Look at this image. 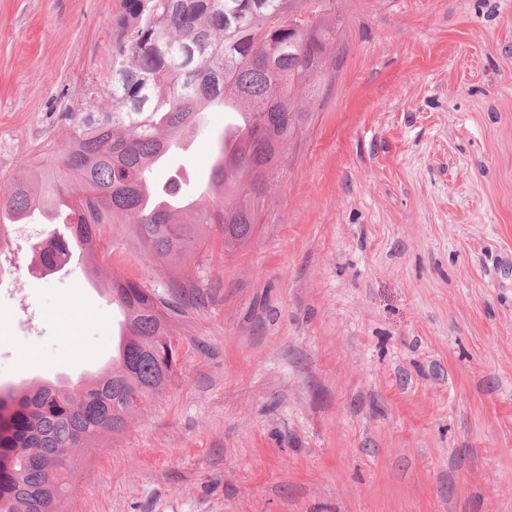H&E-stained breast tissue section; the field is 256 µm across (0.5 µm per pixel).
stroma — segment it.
<instances>
[{
  "label": "stroma",
  "mask_w": 512,
  "mask_h": 512,
  "mask_svg": "<svg viewBox=\"0 0 512 512\" xmlns=\"http://www.w3.org/2000/svg\"><path fill=\"white\" fill-rule=\"evenodd\" d=\"M336 77L252 239L173 266L98 229L102 279L179 310L176 377L101 436L66 512H512V0H337ZM124 0H0V177L106 105ZM164 184L206 185L207 110ZM0 257V384L112 363L122 316L80 261Z\"/></svg>",
  "instance_id": "35a3bbf8"
}]
</instances>
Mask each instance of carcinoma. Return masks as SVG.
Returning a JSON list of instances; mask_svg holds the SVG:
<instances>
[{
    "label": "carcinoma",
    "mask_w": 512,
    "mask_h": 512,
    "mask_svg": "<svg viewBox=\"0 0 512 512\" xmlns=\"http://www.w3.org/2000/svg\"><path fill=\"white\" fill-rule=\"evenodd\" d=\"M336 0H125L119 49L103 93L112 110L66 113L64 143L49 165L0 184V246L6 213L70 209L67 234L34 244L38 263L85 272L101 224H130L165 262L183 257L218 226L224 247L245 245L276 192L270 179L317 102L339 27ZM246 117L236 140H222V162L207 203L182 212L144 206L158 192L151 173L179 138L196 137L202 113ZM123 313L112 366L75 385L0 388V512H59L83 455L105 433H123L133 413L162 396L179 363L170 301L120 277L105 287ZM67 458L61 477L47 462Z\"/></svg>",
    "instance_id": "cac0c4a2"
}]
</instances>
